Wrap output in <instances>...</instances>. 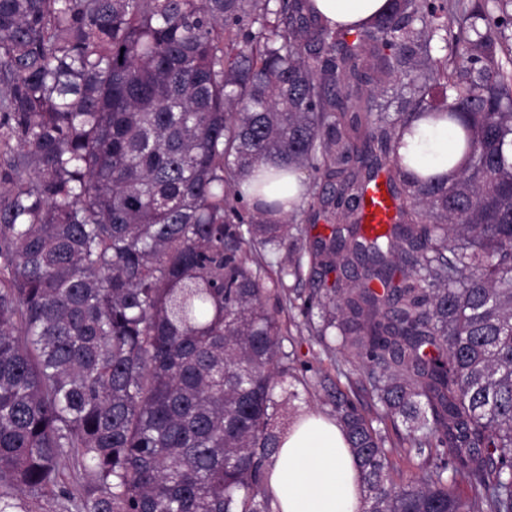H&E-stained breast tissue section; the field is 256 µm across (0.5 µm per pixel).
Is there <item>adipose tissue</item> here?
<instances>
[{
	"label": "adipose tissue",
	"mask_w": 512,
	"mask_h": 512,
	"mask_svg": "<svg viewBox=\"0 0 512 512\" xmlns=\"http://www.w3.org/2000/svg\"><path fill=\"white\" fill-rule=\"evenodd\" d=\"M388 0H313L334 24L354 26L381 15ZM452 130L425 125L405 133L400 153L431 171L448 168ZM360 468L339 427L308 417L282 441L268 469L267 486L277 512H360Z\"/></svg>",
	"instance_id": "obj_1"
}]
</instances>
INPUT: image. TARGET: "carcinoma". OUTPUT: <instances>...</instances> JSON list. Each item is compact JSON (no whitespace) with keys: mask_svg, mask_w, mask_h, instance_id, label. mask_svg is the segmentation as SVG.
Here are the masks:
<instances>
[{"mask_svg":"<svg viewBox=\"0 0 512 512\" xmlns=\"http://www.w3.org/2000/svg\"><path fill=\"white\" fill-rule=\"evenodd\" d=\"M420 119L458 127L445 175L402 162ZM266 161L309 173L330 235L244 199ZM306 272L344 385L297 374L267 307ZM303 391L360 512H512V0L359 27L312 0H0V512L67 462L75 512H274ZM367 206L363 223L372 231H379L392 224L394 207L387 192L385 176L377 177L367 188Z\"/></svg>","mask_w":512,"mask_h":512,"instance_id":"carcinoma-1","label":"carcinoma"}]
</instances>
